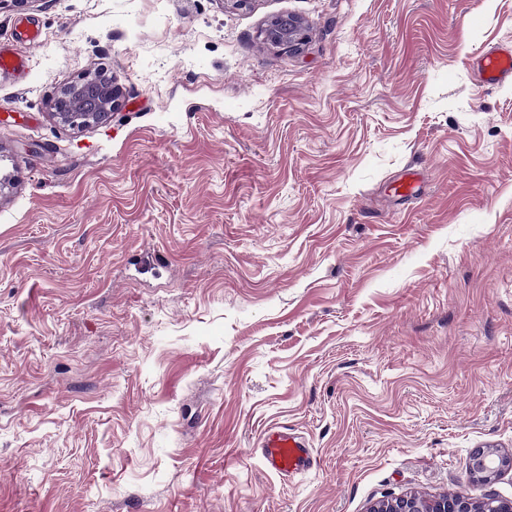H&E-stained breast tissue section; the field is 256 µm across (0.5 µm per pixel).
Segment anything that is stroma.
I'll return each instance as SVG.
<instances>
[{"label":"stroma","mask_w":512,"mask_h":512,"mask_svg":"<svg viewBox=\"0 0 512 512\" xmlns=\"http://www.w3.org/2000/svg\"><path fill=\"white\" fill-rule=\"evenodd\" d=\"M292 15L304 41L264 39ZM0 512H368L512 452V0H0ZM105 71L104 125L51 114ZM413 170L421 192L397 196ZM310 442L282 478L258 445ZM27 68L23 55L14 48L0 44V74H24ZM477 70L487 85L512 79V46H493L476 58ZM259 449L265 468L281 477L302 473L314 465L309 443L288 429L267 430Z\"/></svg>","instance_id":"35a3bbf8"}]
</instances>
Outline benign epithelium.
I'll use <instances>...</instances> for the list:
<instances>
[{"label":"benign epithelium","mask_w":512,"mask_h":512,"mask_svg":"<svg viewBox=\"0 0 512 512\" xmlns=\"http://www.w3.org/2000/svg\"><path fill=\"white\" fill-rule=\"evenodd\" d=\"M264 38L273 45L295 49L303 41L301 22L294 16L276 17L265 28ZM118 101L119 92L112 86L111 79L103 75H89L61 87L52 106L54 116L60 122L71 127H84L109 122ZM511 469L512 455L502 458L489 448H478L471 456L470 474L482 483H491ZM369 512H477V504L462 495L420 500L406 494L377 502Z\"/></svg>","instance_id":"benign-epithelium-1"}]
</instances>
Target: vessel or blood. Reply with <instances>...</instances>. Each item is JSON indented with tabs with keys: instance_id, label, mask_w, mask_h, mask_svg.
I'll return each mask as SVG.
<instances>
[{
	"instance_id": "vessel-or-blood-1",
	"label": "vessel or blood",
	"mask_w": 512,
	"mask_h": 512,
	"mask_svg": "<svg viewBox=\"0 0 512 512\" xmlns=\"http://www.w3.org/2000/svg\"><path fill=\"white\" fill-rule=\"evenodd\" d=\"M477 70L484 83L497 85L512 79V46H493L476 58ZM28 67L16 49L0 44V74H22ZM265 468L281 477H290L311 469L314 465L308 442L285 429L272 428L260 443Z\"/></svg>"
}]
</instances>
